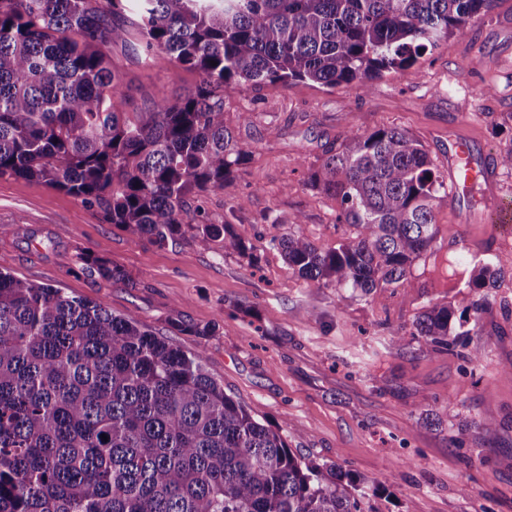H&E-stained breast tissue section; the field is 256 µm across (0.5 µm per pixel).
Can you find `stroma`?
I'll list each match as a JSON object with an SVG mask.
<instances>
[{
	"label": "stroma",
	"instance_id": "1",
	"mask_svg": "<svg viewBox=\"0 0 512 512\" xmlns=\"http://www.w3.org/2000/svg\"><path fill=\"white\" fill-rule=\"evenodd\" d=\"M482 58L470 70L473 58ZM125 82L126 109L143 112L198 82L169 56L143 61L130 46L112 50ZM492 96H482L483 87ZM226 122L248 150L238 178L188 198L190 209L223 223L246 199L237 232L258 258L183 237L160 246L108 223L102 211L65 191L0 178V270L89 298L113 313H137L157 336L202 353L208 373L258 419L281 428L291 448L318 464L339 465L383 484L379 512H512V230L491 233L485 215L512 202V174L434 203L441 254L459 253L502 270L492 304L474 315L477 288H434L417 263L414 288L364 297L303 279L272 236L301 231L321 248L348 236L340 204L306 186L326 146L352 122L367 132L396 125L448 168L455 138L469 139L475 163L512 149V0L442 41L406 74L373 81L357 98L313 82L228 92ZM249 120H241V113ZM91 252L120 267L114 282L82 269ZM479 319V335L459 337L455 353L420 351L412 323L432 304ZM202 328L194 336L175 321ZM479 350L477 362L465 353Z\"/></svg>",
	"mask_w": 512,
	"mask_h": 512
}]
</instances>
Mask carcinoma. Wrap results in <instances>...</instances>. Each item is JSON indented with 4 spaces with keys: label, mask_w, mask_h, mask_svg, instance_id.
Returning a JSON list of instances; mask_svg holds the SVG:
<instances>
[{
    "label": "carcinoma",
    "mask_w": 512,
    "mask_h": 512,
    "mask_svg": "<svg viewBox=\"0 0 512 512\" xmlns=\"http://www.w3.org/2000/svg\"><path fill=\"white\" fill-rule=\"evenodd\" d=\"M124 2L0 0V178L63 190L160 246L188 228L244 255L234 227L244 203L222 224L186 209L249 157L224 90L311 81L360 97L497 0H136L142 53L199 76L148 112L123 111L111 65L127 39ZM307 183L340 200L336 223L354 233L327 249L300 232L272 237L301 277L369 297L414 287L413 266L429 255L452 287L463 280L468 260L431 249L448 176L406 130L345 123ZM82 261L125 280L105 258ZM411 335L422 351H454V310L430 306ZM382 491L296 454L224 392L202 353L136 314L0 271V512H367L364 499Z\"/></svg>",
    "instance_id": "cac0c4a2"
}]
</instances>
